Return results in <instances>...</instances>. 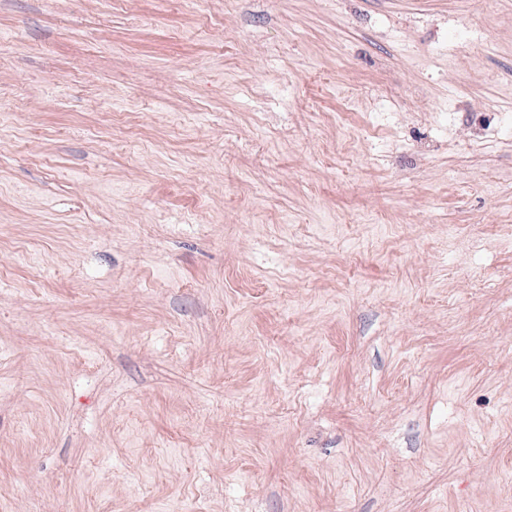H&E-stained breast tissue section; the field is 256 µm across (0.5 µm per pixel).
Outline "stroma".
I'll return each instance as SVG.
<instances>
[{
	"instance_id": "obj_1",
	"label": "stroma",
	"mask_w": 512,
	"mask_h": 512,
	"mask_svg": "<svg viewBox=\"0 0 512 512\" xmlns=\"http://www.w3.org/2000/svg\"><path fill=\"white\" fill-rule=\"evenodd\" d=\"M0 42V512H512V0Z\"/></svg>"
}]
</instances>
